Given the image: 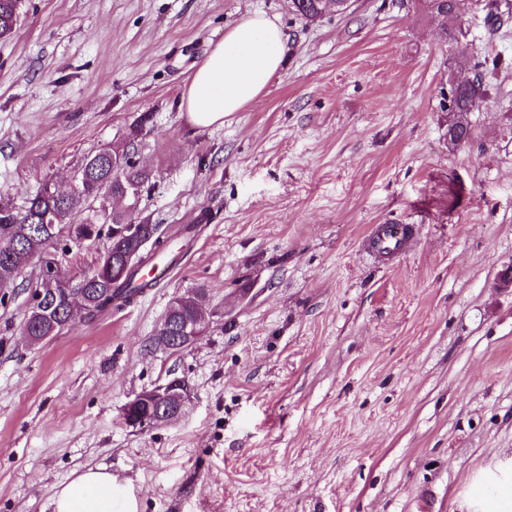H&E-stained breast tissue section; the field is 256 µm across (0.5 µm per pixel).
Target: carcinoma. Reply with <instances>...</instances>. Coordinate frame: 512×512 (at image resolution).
Here are the masks:
<instances>
[{
    "label": "carcinoma",
    "mask_w": 512,
    "mask_h": 512,
    "mask_svg": "<svg viewBox=\"0 0 512 512\" xmlns=\"http://www.w3.org/2000/svg\"><path fill=\"white\" fill-rule=\"evenodd\" d=\"M424 11L434 17L454 22L444 28V40L456 45V64L471 67L472 78L462 85L449 87L446 110L452 115L448 124V141L461 146L470 140L468 114L478 109L483 101L487 62L474 61L472 44L466 42L467 32L455 23L465 12L466 0H422ZM20 0H0V38L13 35L8 21L19 13ZM512 18V4L490 0L485 17L489 29L503 19ZM84 180L69 193L57 191L54 183L45 181L40 190L25 205L17 208L0 200V283L14 285L16 279L33 260L55 259L53 251L66 250L69 240H93L106 236L108 245L103 260L76 282H53L56 294L47 302L46 314L25 315L22 328L32 336V343L45 336H58L74 325L70 319L67 292L81 290L88 300L86 319L105 311V301L113 305L131 303L138 295L152 287V281L143 280L140 271H120L122 256L137 249L123 237L112 236V231L123 224H134L138 219L140 195L151 183L152 174L141 166L127 163L112 169V147L108 146L84 158L80 165ZM202 292L197 288L180 296L184 303L170 316L171 322L195 317L192 295Z\"/></svg>",
    "instance_id": "cac0c4a2"
}]
</instances>
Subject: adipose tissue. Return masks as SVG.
I'll return each mask as SVG.
<instances>
[{
	"label": "adipose tissue",
	"mask_w": 512,
	"mask_h": 512,
	"mask_svg": "<svg viewBox=\"0 0 512 512\" xmlns=\"http://www.w3.org/2000/svg\"><path fill=\"white\" fill-rule=\"evenodd\" d=\"M284 34L263 14L244 17L196 65L181 105L194 125L223 124L225 116L257 101L283 61ZM52 512H136L131 483L102 467L89 468L64 484Z\"/></svg>",
	"instance_id": "ef3b65f1"
}]
</instances>
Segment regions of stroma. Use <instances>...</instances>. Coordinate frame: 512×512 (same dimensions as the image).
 Listing matches in <instances>:
<instances>
[{
    "label": "stroma",
    "mask_w": 512,
    "mask_h": 512,
    "mask_svg": "<svg viewBox=\"0 0 512 512\" xmlns=\"http://www.w3.org/2000/svg\"><path fill=\"white\" fill-rule=\"evenodd\" d=\"M463 18L498 61L448 145L443 23L418 0H351L305 23L288 0H21L0 40V197L68 187L141 127V221L181 251L171 280L37 345L24 281L0 294V512H51L75 472L109 468L137 512H476L512 471V21ZM284 33L260 99L207 128L187 76L241 18ZM412 224L381 266L373 225ZM194 226L190 238L182 229ZM205 290L191 348L147 351L174 298ZM180 377V420L122 410Z\"/></svg>",
    "instance_id": "1"
}]
</instances>
